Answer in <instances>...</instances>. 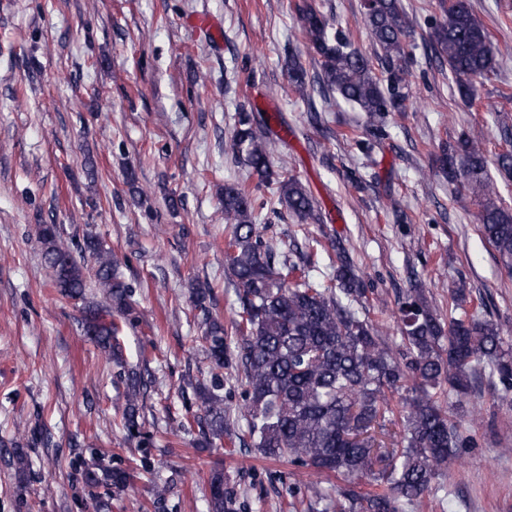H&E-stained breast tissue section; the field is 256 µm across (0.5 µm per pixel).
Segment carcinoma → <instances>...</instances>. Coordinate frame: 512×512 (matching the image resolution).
<instances>
[{
  "label": "carcinoma",
  "mask_w": 512,
  "mask_h": 512,
  "mask_svg": "<svg viewBox=\"0 0 512 512\" xmlns=\"http://www.w3.org/2000/svg\"><path fill=\"white\" fill-rule=\"evenodd\" d=\"M440 7L445 19L434 28L436 49L448 63L459 96L472 102L480 85L497 72L496 46L469 0H441ZM297 11L308 48L318 56L322 91L365 113L369 130L384 134L386 113L402 111L411 92L413 25L401 0H373L362 10L379 48L380 76L371 58L353 47L335 17L315 0H302ZM288 72L296 93L308 97L305 71L292 55ZM232 150L289 213L303 223L319 220L302 182L275 176L274 143L255 132L246 112L240 113ZM443 166L448 181L462 179L476 191L478 231L512 274V205L488 172L482 134L462 140ZM263 205L239 184H224V222L232 228L224 245V268L239 289L235 335H228L224 322L206 305L213 288H194L202 339L216 370L211 385L198 392L202 432L209 444L224 440L228 426L224 398L218 394L224 383L217 371L235 347L245 378L243 418L264 458L340 477L347 488L326 504L333 512H402L469 445L451 410L470 394L476 364L491 362L503 385L498 398L509 400L512 346H505L496 323L463 310L464 289L452 293L454 308L461 313L444 322L426 305L422 289L413 288L399 307L404 351L396 357L367 316L368 289L344 248L336 245L332 277L314 278L265 238L268 225L257 223L256 216ZM38 239L54 287L81 301L84 333L123 370L126 391L117 406L123 430L130 434L141 429V376L126 367L121 343L124 328L133 320V286L119 274L116 257L90 231L66 240L57 225L41 224ZM87 256L93 265L82 262ZM89 282L107 305L87 298ZM444 392L454 397L446 406L438 399ZM129 480L125 470L98 457L84 473L85 484L96 489L95 512H110L112 498ZM363 481L372 487L365 494L355 490ZM209 498L210 512H236L235 495L224 487V471L211 473Z\"/></svg>",
  "instance_id": "carcinoma-1"
}]
</instances>
